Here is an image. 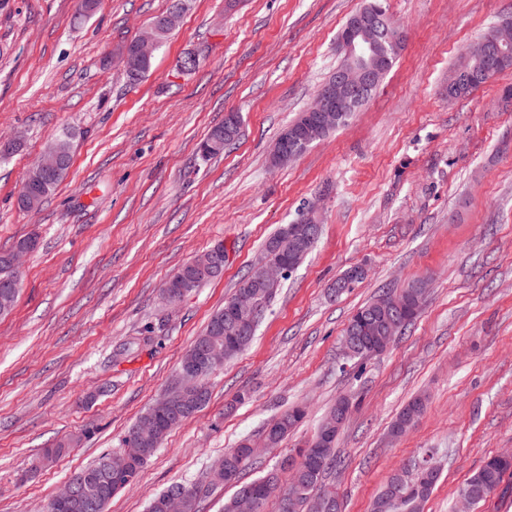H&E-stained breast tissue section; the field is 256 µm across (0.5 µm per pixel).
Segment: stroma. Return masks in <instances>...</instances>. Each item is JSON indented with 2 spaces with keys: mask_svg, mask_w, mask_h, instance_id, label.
<instances>
[{
  "mask_svg": "<svg viewBox=\"0 0 512 512\" xmlns=\"http://www.w3.org/2000/svg\"><path fill=\"white\" fill-rule=\"evenodd\" d=\"M363 0H188L151 70L130 83L119 49L166 14L169 0H0V253L36 236L14 310L0 317V512H43L68 478L163 393L192 340L262 255L279 225L318 203L322 233L278 292L251 345L209 377V404L174 429L106 512H145L173 482L203 478L225 449L259 438L295 404L314 434L336 398H354L326 483L344 512L368 506L394 471L428 448L444 474L423 512H455L485 458L512 450V71L449 99L457 60L512 16V0H387L404 48L345 126L275 167L270 149L339 60L337 36ZM200 56L181 72L180 60ZM242 118L222 156L199 142L225 113ZM73 165L36 211L16 196L55 136ZM224 274L167 309L160 288L215 243ZM368 274L332 287L348 268ZM425 281L419 316L363 372L341 338L380 290ZM153 328L150 345L115 358ZM242 404L226 412L238 393ZM416 425L388 426L414 394ZM80 437L48 469L30 458Z\"/></svg>",
  "mask_w": 512,
  "mask_h": 512,
  "instance_id": "1",
  "label": "stroma"
}]
</instances>
